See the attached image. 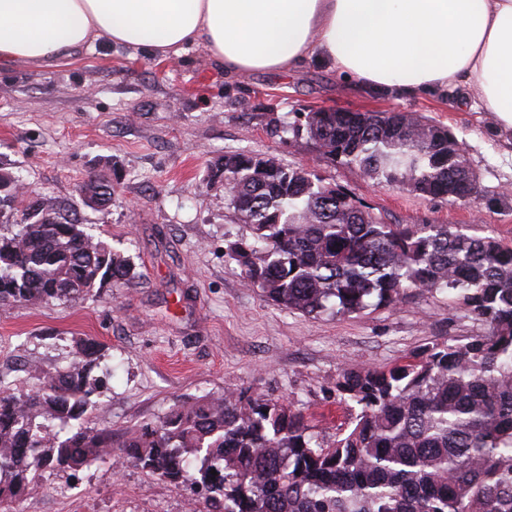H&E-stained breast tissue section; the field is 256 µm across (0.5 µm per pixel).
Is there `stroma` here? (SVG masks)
<instances>
[{"label": "stroma", "mask_w": 512, "mask_h": 512, "mask_svg": "<svg viewBox=\"0 0 512 512\" xmlns=\"http://www.w3.org/2000/svg\"><path fill=\"white\" fill-rule=\"evenodd\" d=\"M320 108L415 112L463 144L478 193L421 198L364 178L303 131ZM228 153L271 155L340 187L389 224H448L512 245V143L493 113L458 90L424 96L377 91L316 60L293 74L229 77L204 46L158 57L99 44L52 68L0 70V167L57 200L65 217L129 257V279L76 301L0 307V379L67 365L77 339L102 348L85 421L122 433L156 423L174 402L238 389L284 397L324 441L346 427L336 381L350 363L401 362L439 339L486 334L448 292L352 316L282 309L246 287L227 254L251 231L210 167ZM111 177L109 206L86 207L77 187ZM16 512H208L196 488L133 464L95 462L48 472Z\"/></svg>", "instance_id": "1"}]
</instances>
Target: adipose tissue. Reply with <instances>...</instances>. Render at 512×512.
Here are the masks:
<instances>
[{
    "mask_svg": "<svg viewBox=\"0 0 512 512\" xmlns=\"http://www.w3.org/2000/svg\"><path fill=\"white\" fill-rule=\"evenodd\" d=\"M99 42L163 57L201 45L230 76L316 58L379 90L452 85L512 135V0H0V68Z\"/></svg>",
    "mask_w": 512,
    "mask_h": 512,
    "instance_id": "ef3b65f1",
    "label": "adipose tissue"
}]
</instances>
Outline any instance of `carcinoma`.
I'll use <instances>...</instances> for the list:
<instances>
[{"label":"carcinoma","mask_w":512,"mask_h":512,"mask_svg":"<svg viewBox=\"0 0 512 512\" xmlns=\"http://www.w3.org/2000/svg\"><path fill=\"white\" fill-rule=\"evenodd\" d=\"M324 153L379 184L416 195L474 194L459 140L409 112H309ZM253 241L228 251L246 286L288 311L351 316L412 293L447 291L489 326L436 342L389 368L352 365L336 396L360 411L323 445L286 398L230 389L175 404L155 424L115 437L82 422L99 349L75 341L33 388L0 384V504L47 469L128 461L174 484L199 485L212 512H512V246L446 224H387L313 172L270 155L230 153L211 171ZM109 180L81 182L88 207ZM0 307L72 301L132 271L128 258L30 192L3 223ZM217 475H212L211 471Z\"/></svg>","instance_id":"obj_1"}]
</instances>
